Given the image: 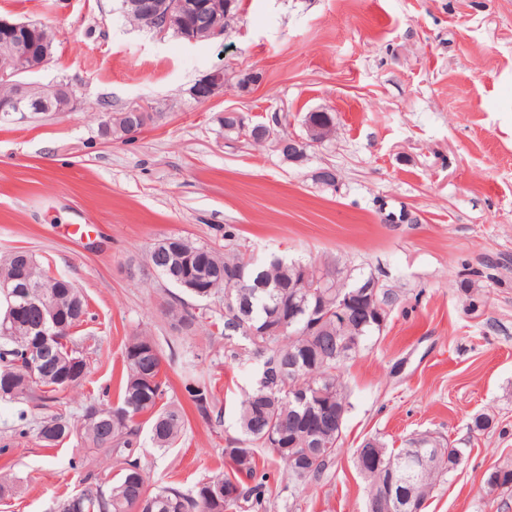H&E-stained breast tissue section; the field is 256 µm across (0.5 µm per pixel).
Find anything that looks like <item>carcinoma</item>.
I'll return each mask as SVG.
<instances>
[{
    "mask_svg": "<svg viewBox=\"0 0 512 512\" xmlns=\"http://www.w3.org/2000/svg\"><path fill=\"white\" fill-rule=\"evenodd\" d=\"M306 138L323 143L336 130L335 113L316 111L304 118ZM224 137L239 139L248 136L258 141L255 130L262 122L246 120L247 129L220 121ZM174 246L183 253L181 274L197 280L201 288H187L192 298L207 301L231 297L224 304V348L230 356L240 355V340H245L253 355L260 358L258 380L240 402L239 424L242 438L234 439L224 448V461L234 478L226 475L198 483L188 493L174 486L149 489L147 475L135 457L140 448L142 419L150 426V438L159 449L171 447L186 425L185 413L175 407L161 405L165 383L160 372H148L152 362L142 353H160L154 339L147 335L131 337L125 344L123 371L118 402L89 403L79 422L53 412L39 422L37 435L46 447L76 437L84 447L92 448L120 462L119 477L113 484L87 482L78 493L64 499L57 512H227L241 499L251 502L254 512H265L263 477L257 476L255 448L272 449L288 476L308 479L321 475L336 455L342 430L336 428V413L347 414L349 402L342 378L345 363L353 359L367 340L381 332L378 322L371 319L363 324L343 322L336 313V298L361 290L372 274L353 275L338 263L324 268L312 266L311 275L326 279V287L310 293L293 288L297 278L295 263L273 256L258 263L237 249L224 252L212 246L198 245L182 237L157 240L149 251V262L171 284L172 280L160 251ZM18 275L30 299L44 295L56 314L66 321L67 333L57 343V363L43 371L31 373L25 349L33 337L23 335L18 321L33 320L35 312L22 310L23 298L14 289L0 290V376L8 375L12 382H0V400L33 403L48 409L56 394L78 385L66 386L56 379L64 369L77 368L85 379L88 364L86 350L73 340L74 329L86 315V303L81 292L67 278L53 277L33 256H28L26 269H16L15 256L0 261V280ZM208 307L176 313L188 324L213 318ZM287 321L280 336H253L251 327L261 328ZM185 389L198 415L204 420L221 418V411L209 386L187 382ZM382 456L380 469L365 476L368 498L382 494L388 485L390 471L402 468L401 456L417 453L431 461L403 485L412 500H425L443 474L455 468V459L463 450L431 435L406 441L403 447L388 449L375 440ZM254 485L248 487L243 479ZM488 492H512V466H495L485 475Z\"/></svg>",
    "mask_w": 512,
    "mask_h": 512,
    "instance_id": "1",
    "label": "carcinoma"
}]
</instances>
